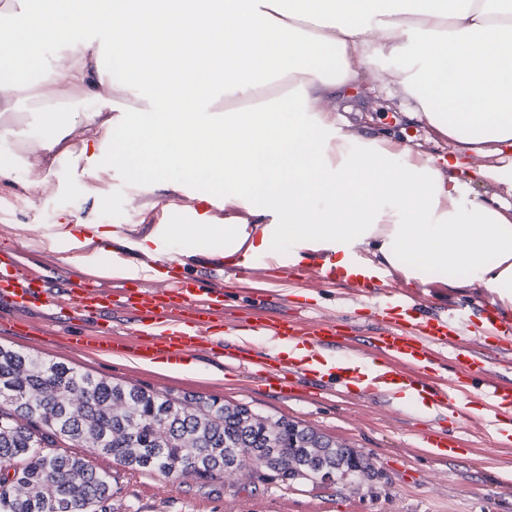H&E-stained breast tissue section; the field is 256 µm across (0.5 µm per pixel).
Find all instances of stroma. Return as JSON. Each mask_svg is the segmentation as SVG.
Here are the masks:
<instances>
[{"mask_svg":"<svg viewBox=\"0 0 512 512\" xmlns=\"http://www.w3.org/2000/svg\"><path fill=\"white\" fill-rule=\"evenodd\" d=\"M356 106L370 116L371 133L406 139L431 155L449 154V145L428 128L407 123L399 100L387 93H359ZM21 154L18 146H0V158L12 170L10 178L0 179V251H15L20 262L39 276L56 275L61 264L43 235L63 220L101 224L108 230L120 224L141 236L161 222L192 221L198 206L193 195L199 176L190 170L181 172L183 191L174 197L153 192L146 185L133 187L118 168L95 179L76 169L63 180L35 188L25 172L36 162L22 160ZM466 161V167L457 171L465 195L479 201L502 198L512 202L507 187L473 178L472 166L495 164L494 156L471 154ZM223 247V242L193 237L172 245L182 259L181 274L202 275L208 285L223 287L227 315L263 309L260 292L271 290L278 294L274 310L307 309L315 317H335L354 331V344L338 350L339 359L371 358L369 341L382 319L360 304L353 283L322 279L317 259L303 260L286 270L266 267L257 259L252 267L228 265L219 273L214 254ZM384 279L421 311L464 309L468 332L463 343L469 350L488 351L495 346V337L482 330L485 310L492 302L480 286L418 287L394 272ZM0 344L48 362L66 363L97 379L159 394L217 398L265 417L291 419L362 451L372 464L369 476L362 480L286 485L262 481L247 472L228 479L204 481L189 476L172 480L130 471L108 455L87 453L90 465L110 479L112 512H512V447H500L475 414L465 422L424 416L418 400L387 403L367 397L356 386L329 395L308 385L297 396L283 400L251 374H227L203 359L196 362L197 376H172L149 362L89 356L62 337L51 346L0 335ZM431 429L447 433L454 455L437 457L422 447L421 439Z\"/></svg>","mask_w":512,"mask_h":512,"instance_id":"stroma-1","label":"stroma"}]
</instances>
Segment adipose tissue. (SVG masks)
<instances>
[{
    "label": "adipose tissue",
    "instance_id": "obj_1",
    "mask_svg": "<svg viewBox=\"0 0 512 512\" xmlns=\"http://www.w3.org/2000/svg\"><path fill=\"white\" fill-rule=\"evenodd\" d=\"M94 23L109 31L122 85L103 70ZM50 44L67 49L60 68L30 79ZM386 54L406 67L370 76ZM388 84L456 156L497 155L476 175L512 189V0H40L0 28V143L19 137L20 102L84 97L97 108L44 113L33 148L46 175L77 166L69 140L86 131L87 176L120 167L130 184L173 195L190 169L198 201L224 193L220 224L198 214L138 239L53 225L50 248L67 262L93 266L104 241L172 262V241L193 235L223 240L238 266L319 258L326 270L393 271L419 286L438 271L443 287L476 282L511 311L512 205L466 198L448 160L354 130L339 112L353 88ZM123 92L138 107L119 106Z\"/></svg>",
    "mask_w": 512,
    "mask_h": 512
}]
</instances>
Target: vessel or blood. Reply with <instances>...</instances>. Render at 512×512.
I'll return each mask as SVG.
<instances>
[{"instance_id":"b4317fda","label":"vessel or blood","mask_w":512,"mask_h":512,"mask_svg":"<svg viewBox=\"0 0 512 512\" xmlns=\"http://www.w3.org/2000/svg\"><path fill=\"white\" fill-rule=\"evenodd\" d=\"M351 280L361 287L365 301L386 317L371 342L375 355L384 362V369L369 374L357 368L341 370L339 386L357 384L364 393L384 399L396 388L418 396L426 394L441 412L462 421L466 414L461 402L471 381L481 379L478 396L484 420L503 446H511L512 386L487 380L488 360L483 354L458 351L461 375L447 382L442 379L443 366L437 348L458 340L459 317L420 314L414 305L400 298L377 297L374 278L355 274ZM0 303L9 307L8 315L0 314V330L40 333V325L31 320L35 314L56 318L61 323L80 320L89 329L80 337L79 345L96 355L141 360L163 357L174 363L207 356L232 371H252L257 366L269 365L264 376L267 387L285 399L295 396L302 380L311 372L301 360L269 364L254 341L243 339L229 345L217 340L216 330L224 324L223 289L202 287L196 279L182 275L147 288H130L123 283L112 288L75 283L64 273L51 282L22 269L11 255L0 252ZM118 315L130 317L132 327L117 333L106 329V322ZM247 327L295 341L314 360L341 346L349 336L332 318L312 322L255 312Z\"/></svg>"}]
</instances>
